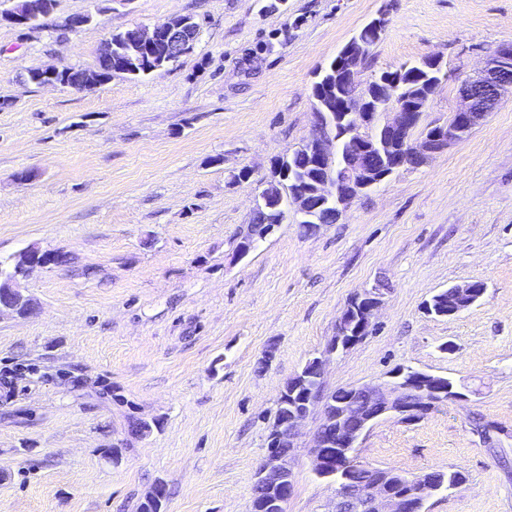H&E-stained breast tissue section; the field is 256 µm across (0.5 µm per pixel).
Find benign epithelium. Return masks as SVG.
I'll return each instance as SVG.
<instances>
[{"instance_id": "benign-epithelium-1", "label": "benign epithelium", "mask_w": 512, "mask_h": 512, "mask_svg": "<svg viewBox=\"0 0 512 512\" xmlns=\"http://www.w3.org/2000/svg\"><path fill=\"white\" fill-rule=\"evenodd\" d=\"M12 6L0 10V23L29 29L34 22L46 21L54 12L56 0H8ZM92 21V14L70 15L55 23V27L76 32ZM390 22L387 8L382 7L364 25L367 35L351 38L339 51L348 60L346 87L348 90L347 116L349 126L343 131L320 121L319 113H312V131L305 144L312 148L318 161L324 165L325 177L318 185V194L327 202H334L338 210L345 209L353 198L340 199L339 186L367 189L378 182L364 161L373 145L377 130L386 133L391 142V168L398 171L426 163L432 156L448 150L462 141L476 127L496 111L501 99L512 94V43L502 44L486 58L484 66L474 75L460 81L457 87L459 104L454 117L444 124L428 128L415 139L429 100L411 103L402 95L390 93L375 112L363 109L369 84L359 75L362 59L385 33ZM203 23L191 25L192 35L178 33L177 18L158 23L151 28H133L138 44L146 49L161 44L166 49L160 60H152L146 71H154L162 63L177 61L194 51ZM67 65L31 69L32 82L39 86L68 89L62 79ZM288 156L275 159L272 178L257 195L255 208L263 209L268 196L278 194L283 206L278 223L288 216L300 220L307 216L306 195L297 188L283 195V175ZM276 225H247L237 255L240 258L253 251L260 241L270 235ZM484 283L472 282L455 286L461 300L460 309L474 302L476 289ZM382 290L366 288L355 294L351 302L363 307L364 319L353 333L344 328L336 332L320 356L311 360L313 374L305 381L307 400L288 405V419L275 420L269 425L272 448L264 456L257 471V485L264 496L260 512H287L292 491L291 461L296 450V439L303 422L319 411L322 420L313 434L309 453L315 474L334 485L333 507L329 512H427L426 502L442 488L430 487V472L408 477L396 469H383L358 460L355 450L363 435L378 421L398 417L407 422L422 419L433 409L451 401L462 400L465 394L458 386L442 376L414 368H402L388 381L370 382L347 388L349 398L340 401L322 388L325 368L330 357L344 351L363 338L372 319L382 304Z\"/></svg>"}]
</instances>
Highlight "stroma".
<instances>
[{"label": "stroma", "mask_w": 512, "mask_h": 512, "mask_svg": "<svg viewBox=\"0 0 512 512\" xmlns=\"http://www.w3.org/2000/svg\"><path fill=\"white\" fill-rule=\"evenodd\" d=\"M387 1L360 78L441 56L421 124L446 123L459 81L512 43V0H110L74 34L0 25V258L67 257L26 282L35 315H0V512H140L159 484L162 512H248L285 382L379 285L372 329L330 359L325 390L413 366L468 398L377 422L358 459L460 472L429 512H512V97L336 223L306 235L291 221L234 257L273 160L310 135L317 73ZM188 14L204 22L195 50L147 78L25 80L95 68L112 33ZM472 281L486 291L458 316L424 312ZM135 418L151 433L132 434ZM319 423L300 428L287 512H328L334 489L309 454ZM67 65L48 67L45 69H28L32 82L39 86L53 87L60 90H67L68 85L62 79V74L66 71Z\"/></svg>", "instance_id": "obj_1"}]
</instances>
